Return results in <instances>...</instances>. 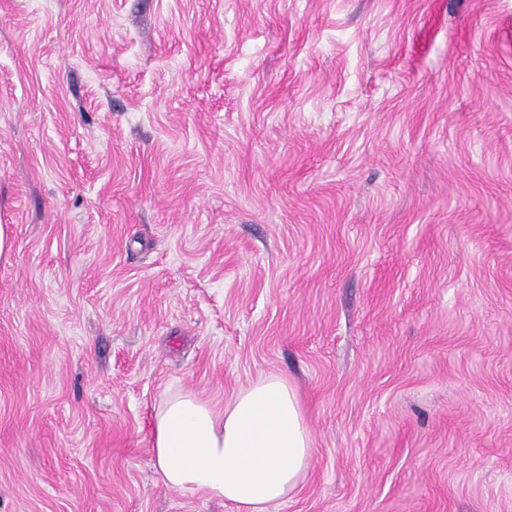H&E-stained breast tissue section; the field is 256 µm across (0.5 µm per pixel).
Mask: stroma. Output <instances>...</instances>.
<instances>
[{
	"label": "stroma",
	"mask_w": 512,
	"mask_h": 512,
	"mask_svg": "<svg viewBox=\"0 0 512 512\" xmlns=\"http://www.w3.org/2000/svg\"><path fill=\"white\" fill-rule=\"evenodd\" d=\"M0 512H232L159 403L285 377L279 512H512V0H0Z\"/></svg>",
	"instance_id": "35a3bbf8"
}]
</instances>
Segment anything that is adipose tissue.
Wrapping results in <instances>:
<instances>
[{"mask_svg":"<svg viewBox=\"0 0 512 512\" xmlns=\"http://www.w3.org/2000/svg\"><path fill=\"white\" fill-rule=\"evenodd\" d=\"M152 429L163 482L235 512H273L303 482L312 457L298 395L279 375L258 379L221 411L190 392L167 396Z\"/></svg>","mask_w":512,"mask_h":512,"instance_id":"1","label":"adipose tissue"}]
</instances>
